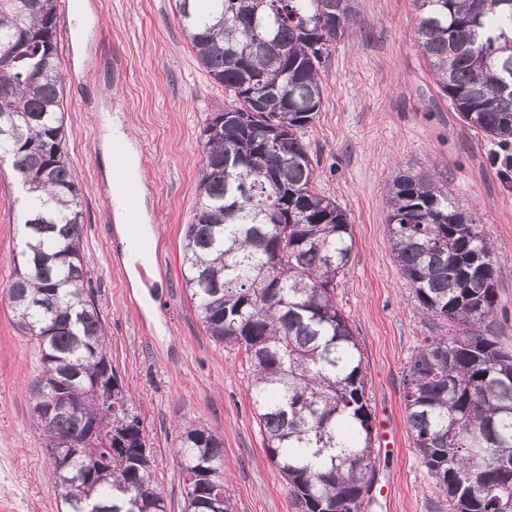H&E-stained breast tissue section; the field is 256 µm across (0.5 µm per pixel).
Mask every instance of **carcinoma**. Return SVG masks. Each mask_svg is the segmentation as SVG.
<instances>
[{
	"instance_id": "obj_1",
	"label": "carcinoma",
	"mask_w": 512,
	"mask_h": 512,
	"mask_svg": "<svg viewBox=\"0 0 512 512\" xmlns=\"http://www.w3.org/2000/svg\"><path fill=\"white\" fill-rule=\"evenodd\" d=\"M414 34L441 96L484 137L512 142V0H414ZM202 69L224 88L199 149L198 201L182 242L185 287L206 333L244 354L266 456L296 512H363L374 440L363 359L336 302L353 248L348 214L315 190L304 130L321 112L320 70L357 23V0H175ZM58 0H0V163L23 192L20 247L0 293L41 364L30 413L45 449L102 420L112 430L49 476L62 512H167L153 452L107 354L83 254L84 189L64 148ZM391 249L422 314L458 328L427 336L406 363L405 410L439 512H512V352L493 331L495 251L483 226L429 172L398 171L388 190ZM52 423L46 410L59 400ZM495 461L480 465V458ZM178 459L184 512H235L224 440L187 424Z\"/></svg>"
}]
</instances>
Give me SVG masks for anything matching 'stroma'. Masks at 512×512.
<instances>
[{
	"mask_svg": "<svg viewBox=\"0 0 512 512\" xmlns=\"http://www.w3.org/2000/svg\"><path fill=\"white\" fill-rule=\"evenodd\" d=\"M95 38L59 17L65 151L85 189L83 252L108 334V356L153 451L168 512H182L177 450L182 423L196 420L224 438L225 486L236 512H295L264 450L236 348L203 329L180 270L185 227L197 202L198 148L224 89L198 65L175 0H84ZM364 20L339 42L320 72L322 109L304 139L315 187L346 209L350 265L336 289L363 354L376 474L364 512H434L437 491L406 425L403 370L426 336L454 335L424 319L392 254L387 190L399 170L449 183L457 206L482 224L497 256L494 329L512 350V144L483 139L443 100L414 38L413 0H358ZM122 59L113 70V59ZM123 123L141 158V221L152 225L166 266L151 287L114 268L120 226L101 199L112 172L101 157L103 118ZM20 185L0 169V283L12 271L14 202ZM40 354L15 329L0 299V512H59L48 456L30 421L29 385Z\"/></svg>",
	"mask_w": 512,
	"mask_h": 512,
	"instance_id": "35a3bbf8",
	"label": "stroma"
}]
</instances>
